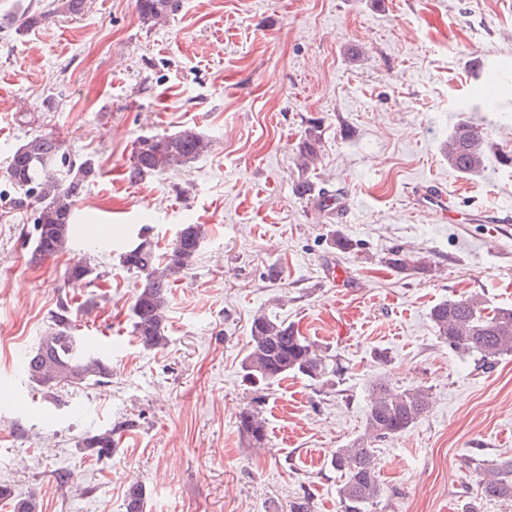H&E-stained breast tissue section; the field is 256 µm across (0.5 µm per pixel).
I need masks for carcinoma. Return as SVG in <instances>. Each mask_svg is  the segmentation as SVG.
<instances>
[{
    "instance_id": "1",
    "label": "carcinoma",
    "mask_w": 512,
    "mask_h": 512,
    "mask_svg": "<svg viewBox=\"0 0 512 512\" xmlns=\"http://www.w3.org/2000/svg\"><path fill=\"white\" fill-rule=\"evenodd\" d=\"M85 0H54V13L78 14ZM175 7L174 0H137L142 24L153 27ZM321 137L317 126L305 131L297 147L301 166L309 168L319 152ZM210 141L192 127L174 134L143 136L135 145L128 177L132 181L171 170H188L208 153ZM448 163L457 170L476 175L485 168L484 137L468 123H460L448 137ZM96 173L86 159L79 164L67 160L64 143L52 135H36L17 147L6 168L8 180L24 191L16 204L33 208L34 239L30 263L37 264L65 251L75 226V205ZM204 231L199 224H183L170 247L161 252L150 238L138 241L121 255L122 265L139 277L130 306L131 333L147 350L168 345L167 308L171 281L175 274L192 266L198 256ZM397 272L426 269V260L394 251L386 259ZM93 268H68L67 281L85 283ZM78 311L67 302L51 315L49 332L38 346L23 358L31 382L47 394L59 386L86 388L110 383L112 365L108 358L90 351L75 333ZM437 337L452 350L460 351L491 366L512 353V307L490 308L477 295L445 299L429 311ZM244 377L254 385H271L289 376L323 386L340 385L346 366L339 354H332L303 336L294 325L266 314L253 317L248 349L241 363ZM368 409L362 435L334 453L331 466L344 476L338 489L341 512H375L384 489L375 471L373 443L394 440L408 432L429 411V393L424 389H394L388 380L370 383ZM237 430L251 448L268 442L265 420L250 405L237 417ZM97 456H109L117 446L108 429L82 441ZM146 488L130 484L125 494V512H146ZM480 498L512 502V461L493 465V472L480 485ZM0 500L9 501L13 512H38L37 495L16 498L11 489L0 485Z\"/></svg>"
}]
</instances>
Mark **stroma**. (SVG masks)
<instances>
[{
    "label": "stroma",
    "mask_w": 512,
    "mask_h": 512,
    "mask_svg": "<svg viewBox=\"0 0 512 512\" xmlns=\"http://www.w3.org/2000/svg\"><path fill=\"white\" fill-rule=\"evenodd\" d=\"M50 2L0 0V484L36 493L41 512H124L134 481L147 512H291L301 500L340 512L331 457L363 433L369 383L386 378L429 390L432 408L377 445L378 512H461L487 466L512 459V354L478 368L437 338L429 311L474 294L512 306V236L486 220L512 210V165L499 161L512 155V98L481 104L493 62L512 64V0H179L152 28L136 0H85L77 15ZM30 9L47 19L18 30ZM461 122L485 134L476 176L448 163ZM314 124L305 170L297 144ZM186 127L211 142L193 168L129 181L140 137ZM38 134L93 159L96 177L67 250L34 265V213L14 205L5 171ZM304 180L346 195L348 215L319 211L296 191ZM430 182L460 222L420 205ZM184 224L202 225L203 243L172 284L169 344L149 351L131 334L138 279L119 256L140 228L164 249ZM337 232L353 250L333 248ZM398 249L430 269L392 270ZM77 263L93 267L90 283L65 286ZM64 300L112 381L50 398L19 361ZM258 313L343 355V383L254 391L241 360ZM254 400L261 449L237 432ZM105 428L119 442L100 459L82 441ZM317 129L318 127L315 125L309 127L297 147V155L301 162V167L305 169H308L313 164L319 152L321 137Z\"/></svg>",
    "instance_id": "35a3bbf8"
}]
</instances>
